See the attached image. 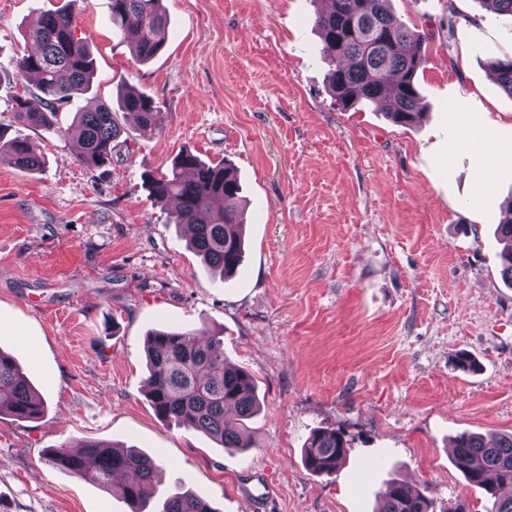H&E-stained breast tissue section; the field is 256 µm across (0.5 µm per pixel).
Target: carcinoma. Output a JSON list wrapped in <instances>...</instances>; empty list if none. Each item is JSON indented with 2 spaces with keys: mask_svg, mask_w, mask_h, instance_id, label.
<instances>
[{
  "mask_svg": "<svg viewBox=\"0 0 512 512\" xmlns=\"http://www.w3.org/2000/svg\"><path fill=\"white\" fill-rule=\"evenodd\" d=\"M389 2L330 0L314 24L323 58L331 66V89L342 107L375 103L392 122L411 125L421 116L415 78L428 62L427 36L398 19ZM110 14L112 29L133 37L137 61L147 62L159 54L168 24L162 0H110ZM27 37L35 49L25 51L16 66L21 76L36 77L43 108L35 111L27 99L18 97L13 110L22 124L49 132L57 109L89 91L94 58L64 9L40 13ZM489 72L512 96V58L492 60ZM123 118L139 128H155L160 112L151 97L131 87L120 91L115 108L103 101L94 103L77 113L73 131H65L76 138L78 160L93 168L108 162L124 133ZM0 161L27 172L43 165L42 157L21 137L7 141L0 137ZM144 184L150 195L168 205L176 223L189 227L188 245L207 269L224 278L239 272L245 259L239 209L242 187L230 162L207 163L183 150L166 171L146 173ZM498 233L505 242L502 275L512 285V203ZM146 356L148 397L160 420L203 432L224 448L254 447L247 429V421L259 410L254 379L245 368L226 362L223 339L204 329L156 330L147 336ZM43 410L44 401L14 356L0 349V416L27 420ZM346 456L347 441L334 430L313 432L304 448L306 468L320 476L333 475ZM49 458L132 505L146 498L147 486L160 471L157 460L146 453L96 441H84L76 449L55 448ZM453 465L469 485L494 498L491 512H512V496L501 494L503 488L512 487V434L458 435ZM155 512L216 510L196 494L175 492L158 502ZM378 512H432V499L425 488L411 491L392 481Z\"/></svg>",
  "mask_w": 512,
  "mask_h": 512,
  "instance_id": "cac0c4a2",
  "label": "carcinoma"
}]
</instances>
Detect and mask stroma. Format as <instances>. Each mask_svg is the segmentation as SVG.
I'll use <instances>...</instances> for the list:
<instances>
[{
    "label": "stroma",
    "instance_id": "obj_1",
    "mask_svg": "<svg viewBox=\"0 0 512 512\" xmlns=\"http://www.w3.org/2000/svg\"><path fill=\"white\" fill-rule=\"evenodd\" d=\"M392 0L427 32L424 113L401 126L374 104L333 98L313 26L315 0H163L159 55L138 62L108 0H0V134L45 158L0 163V349L45 402L0 417V512H132L49 449L101 441L156 457L158 498L183 488L216 512H375L389 481L427 488L434 512H489L451 460L463 432L512 433V287L495 231L512 203V97L488 62L512 56V16L455 0ZM43 8L72 11L96 74L56 121L70 127L120 87L151 96L158 128L126 126L109 163H80L72 139L22 125L39 105L16 60ZM184 149L230 160L245 211V265L211 276L170 210L142 185ZM169 327L223 336L262 403L253 449L157 418L145 340ZM475 368L458 367V354ZM350 450L329 477L306 470L313 430Z\"/></svg>",
    "mask_w": 512,
    "mask_h": 512
}]
</instances>
